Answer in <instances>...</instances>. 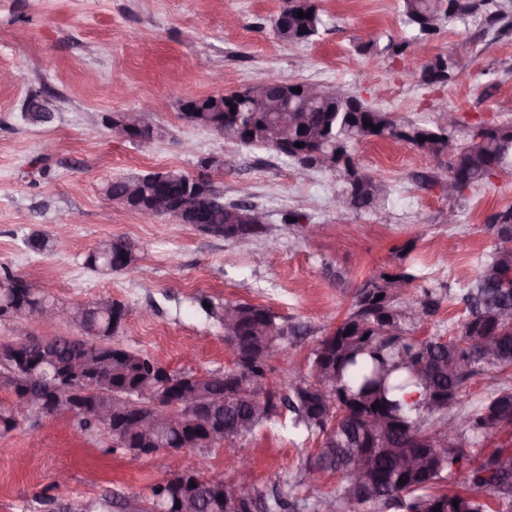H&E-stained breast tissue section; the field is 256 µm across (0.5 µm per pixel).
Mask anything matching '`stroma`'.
<instances>
[{"label":"stroma","instance_id":"obj_1","mask_svg":"<svg viewBox=\"0 0 512 512\" xmlns=\"http://www.w3.org/2000/svg\"><path fill=\"white\" fill-rule=\"evenodd\" d=\"M324 25L311 42L279 40L272 20L283 0H0V267L24 275L52 302L73 306L109 295L128 317L117 340L172 370L215 372L234 366L217 318L225 302L270 308L297 326L287 353L272 360L269 382L307 371L318 341L348 313L363 280L398 266L413 267L416 294L432 291L439 307L414 328L418 338L456 335L466 316L460 289L474 280L477 259L491 251L484 230L495 212L512 207V176L449 200L422 176H443L434 159L392 140L357 144L359 167L388 186L385 214L337 209L342 176L305 169L260 147H245L186 124L180 102L227 94L264 81L342 84L395 118L435 126L443 110L461 119L459 139L480 124L512 123V0L443 25L400 57L389 40L412 34L401 0H320ZM505 23L489 24L488 12ZM469 42L470 59L445 84L409 79L436 55ZM44 100L46 125L23 117L28 99ZM145 109L158 130L148 144L130 142L89 114L115 116ZM40 167H32L33 157ZM224 161L225 203L259 206L265 235L228 240L194 224L133 214L107 201V180L179 170L195 176L205 157ZM456 207L457 223L448 209ZM288 211L324 225L305 237L282 224ZM48 238L35 252L31 234ZM124 235L138 248L139 278L103 275L85 258L98 241ZM260 488L295 486L302 465L320 446L291 427L260 428L241 441ZM204 458L207 474L232 483L235 463L223 449L165 450L135 456L107 433L83 431L62 412L19 418L0 433V512H51L53 503L112 496V512H132L170 472ZM66 472V488L53 486Z\"/></svg>","mask_w":512,"mask_h":512}]
</instances>
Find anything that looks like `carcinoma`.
Returning <instances> with one entry per match:
<instances>
[{"instance_id":"carcinoma-1","label":"carcinoma","mask_w":512,"mask_h":512,"mask_svg":"<svg viewBox=\"0 0 512 512\" xmlns=\"http://www.w3.org/2000/svg\"><path fill=\"white\" fill-rule=\"evenodd\" d=\"M484 0H402L407 26L418 31L415 39L432 36L440 24L478 11ZM311 17H298V11ZM323 26L319 0H288V11L278 13L273 30L278 39L291 44L312 40ZM288 108V126L280 125L281 109ZM180 116L188 124L220 132L224 139L243 146L274 148L291 161L299 153L318 151L339 166L329 171L345 175L356 166L353 148L371 139H390L411 145L446 167L444 180H456L476 190L499 172L512 173V124L480 125L469 139L459 141L457 127H435L399 120L391 113L369 106L359 96L347 93L336 99L306 92L289 93L288 99L273 94L263 82L230 94L188 98L181 102ZM379 130H374V127ZM303 146L297 147L295 143ZM387 195L380 179L361 173L358 185L345 184L340 207L353 210L377 208ZM251 205L229 204L210 211L211 231L217 232L235 218L233 210ZM512 216V207L496 212L488 229L494 248L480 257L475 280L463 288L467 316L458 335L443 339H418L411 334L437 307L425 293L407 299L408 288L419 275L403 267L364 280L356 289L352 305L336 327L312 350L308 374L274 389L265 387L270 372L267 351L296 328L278 322V316L263 305L226 302L219 320L229 312L241 315L233 338L224 342L235 356V367L224 372L176 373L179 382L202 395L223 397L213 416L224 423V437L212 446L235 444L258 429L281 422L291 414V428L322 437L321 448L301 470L300 484L318 472L343 476L330 493L313 494L312 512H383L397 505L403 512H488L481 494L494 496L495 512H512V387L502 385L501 373L512 369V223H497L499 216ZM137 247L125 236L99 240L85 265L105 274L124 268L138 270ZM406 287L388 294L390 278ZM382 298H377V295ZM46 299L33 283L6 271L0 274V305L8 304L14 316L35 312ZM77 336H52L47 344L0 343L11 350L0 364V392L15 397L48 386L55 368L87 349L102 347L112 354V367L94 385L87 387V414L79 418L84 430L103 429L112 434L115 425L101 420L112 400L132 386L167 392L158 385L155 372L162 363L114 342L127 311L109 295L72 308ZM481 375L491 391L479 408L458 417H448L459 397ZM378 408H372V405ZM451 426L453 436L442 435ZM189 438L161 423L148 433L131 438L123 448L134 455L151 454L161 448L186 447ZM481 443L489 448L483 459L469 449ZM413 446L428 449L421 466L405 470L400 461ZM455 478L459 490L438 489L446 478ZM187 470L169 474L157 483L148 506L153 512L172 501L189 485ZM194 512H228L224 498L200 483ZM234 493L253 512H288L291 492L275 489L262 493L254 484L241 485ZM65 512H112V497L103 496L65 506Z\"/></svg>"}]
</instances>
